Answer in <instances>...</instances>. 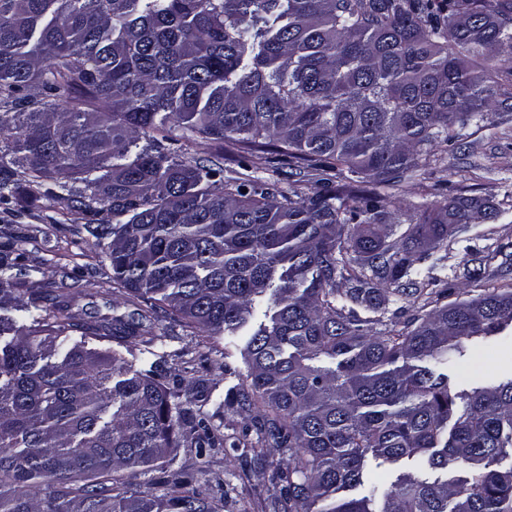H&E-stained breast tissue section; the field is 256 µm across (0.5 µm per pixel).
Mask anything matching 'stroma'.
Segmentation results:
<instances>
[{"mask_svg": "<svg viewBox=\"0 0 512 512\" xmlns=\"http://www.w3.org/2000/svg\"><path fill=\"white\" fill-rule=\"evenodd\" d=\"M175 147L190 161H219L225 174L248 172L276 184L281 191L299 187L314 190V182L294 183L282 176L281 161L257 154L242 161L237 147H216L205 142H176ZM14 205L0 207V250L13 252L17 265L10 275L15 282H38L64 291V303L78 320L96 324L112 319L132 320L136 311L130 295L112 283V269L102 250L85 231L88 218L80 210L44 193L31 192L17 178L11 184ZM364 190L395 199L393 220L408 226L414 209L433 206L451 196L490 197L500 216L492 223L467 225L447 245L415 263L417 281L434 294L465 289L482 293L485 282L512 283V112H492L483 122L468 126L457 148L435 151L410 178L394 186L367 182ZM480 267L484 282L467 277ZM426 309L423 300L391 297L386 308H358L359 317L374 328L403 327L416 322ZM143 336L133 339L125 361L131 370L154 372L176 391L191 390V408L205 420L215 447L197 453L183 446L172 449L162 463L164 470L191 471L197 490L211 499L223 500L221 512H255L259 501L274 494L270 468L253 464L262 445L255 414L238 403L250 392V369L243 345L206 340L182 323L158 314L144 322ZM512 377V343L499 346L481 359H465L452 372V380L465 389L485 383L487 378Z\"/></svg>", "mask_w": 512, "mask_h": 512, "instance_id": "35a3bbf8", "label": "stroma"}]
</instances>
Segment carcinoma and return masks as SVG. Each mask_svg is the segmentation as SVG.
I'll use <instances>...</instances> for the list:
<instances>
[{
    "label": "carcinoma",
    "mask_w": 512,
    "mask_h": 512,
    "mask_svg": "<svg viewBox=\"0 0 512 512\" xmlns=\"http://www.w3.org/2000/svg\"><path fill=\"white\" fill-rule=\"evenodd\" d=\"M4 169L91 216L85 231L112 282L210 339L233 336L273 302L244 357L273 447L272 512H512V378L459 390L449 370L512 329V285L427 311L411 330L375 331L356 307L407 297L413 262L477 220L487 198L416 210L398 237L395 202L338 179L403 181L435 149L512 112V0H0ZM156 145L128 156L139 132ZM244 154L272 147L310 195L168 151L174 132ZM124 221L94 223L101 213ZM346 284L336 287V282ZM0 279L10 312L48 300ZM137 326L85 325L61 302L0 344V512H217L189 473L161 471L160 495L135 479L209 428L112 347H65ZM465 476L374 477L403 458ZM509 460L506 467L501 466ZM362 487L359 497L344 492Z\"/></svg>",
    "instance_id": "1"
}]
</instances>
